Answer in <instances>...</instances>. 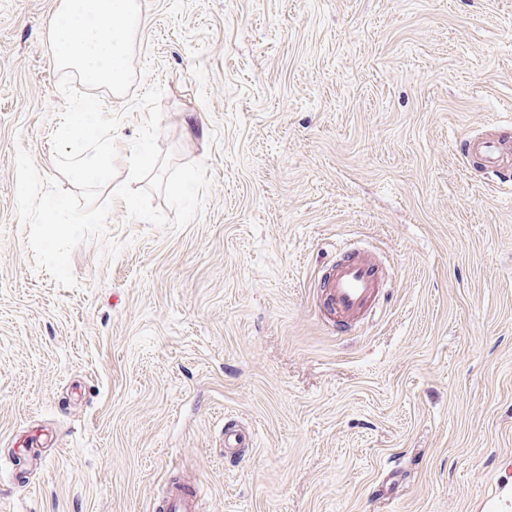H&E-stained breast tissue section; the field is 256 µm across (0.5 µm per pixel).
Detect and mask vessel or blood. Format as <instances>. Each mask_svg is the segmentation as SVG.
<instances>
[{
    "label": "vessel or blood",
    "instance_id": "vessel-or-blood-1",
    "mask_svg": "<svg viewBox=\"0 0 512 512\" xmlns=\"http://www.w3.org/2000/svg\"><path fill=\"white\" fill-rule=\"evenodd\" d=\"M471 153L486 167L501 166L503 146L499 138L476 137L470 140ZM386 272L372 258L355 250L341 253L320 281L323 308L339 322L349 324L367 313L384 285ZM253 445L251 434L240 425L224 427V453L235 456ZM161 512H203L197 489L170 486L160 501Z\"/></svg>",
    "mask_w": 512,
    "mask_h": 512
}]
</instances>
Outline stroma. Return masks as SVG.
Here are the masks:
<instances>
[{
    "mask_svg": "<svg viewBox=\"0 0 512 512\" xmlns=\"http://www.w3.org/2000/svg\"><path fill=\"white\" fill-rule=\"evenodd\" d=\"M57 2L0 0V512H152L174 476L205 512H512V190L461 159L512 134V0H139L104 108L131 143L161 84V149L212 185L183 228L114 200L72 287L16 208L17 149L56 174ZM348 244L395 276L339 329ZM253 445V437L250 433H246L240 425L224 423L225 457H233L238 454L240 448H250Z\"/></svg>",
    "mask_w": 512,
    "mask_h": 512,
    "instance_id": "stroma-1",
    "label": "stroma"
}]
</instances>
